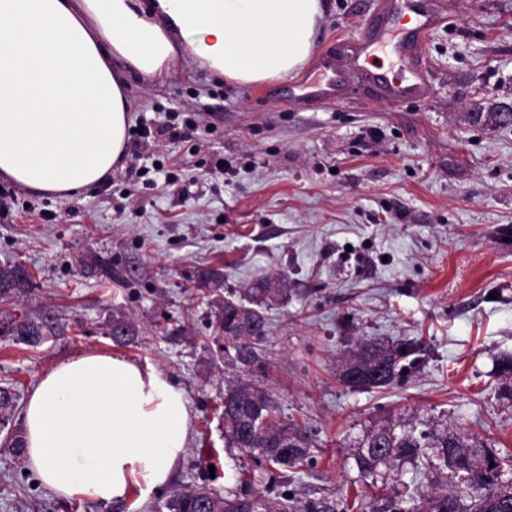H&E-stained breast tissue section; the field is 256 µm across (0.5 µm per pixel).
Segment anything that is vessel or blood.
<instances>
[{
	"instance_id": "obj_1",
	"label": "vessel or blood",
	"mask_w": 512,
	"mask_h": 512,
	"mask_svg": "<svg viewBox=\"0 0 512 512\" xmlns=\"http://www.w3.org/2000/svg\"><path fill=\"white\" fill-rule=\"evenodd\" d=\"M448 0H370L357 33L319 56L315 75L289 85L283 101L297 105L339 103L360 83L376 100L391 104L424 99L431 74L420 47L447 24ZM384 51L396 64L388 69L373 56Z\"/></svg>"
}]
</instances>
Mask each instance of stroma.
I'll list each match as a JSON object with an SVG mask.
<instances>
[{"mask_svg":"<svg viewBox=\"0 0 512 512\" xmlns=\"http://www.w3.org/2000/svg\"><path fill=\"white\" fill-rule=\"evenodd\" d=\"M327 2L318 50L356 31L367 0ZM422 53L427 99L390 105L357 89L311 109L182 60L164 81L130 79L126 155L104 184L68 199L10 185L0 265L26 267L20 310L50 332L37 347L0 335V386L23 400L74 355L120 354L185 391L192 439L148 500L99 503L57 497L0 430V512H152L194 484L235 486L252 462L224 446L207 267L224 272L221 299L287 276L267 311L268 363L248 379L311 438L299 497H353L354 445L390 420H445L512 451L495 374L512 354V126L471 120L512 102V0H456ZM164 124L179 139L139 135ZM118 313L138 329L124 346L108 335ZM361 338L423 349L393 386L353 391L336 372Z\"/></svg>","mask_w":512,"mask_h":512,"instance_id":"1","label":"stroma"}]
</instances>
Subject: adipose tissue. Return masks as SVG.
Here are the masks:
<instances>
[{
  "mask_svg": "<svg viewBox=\"0 0 512 512\" xmlns=\"http://www.w3.org/2000/svg\"><path fill=\"white\" fill-rule=\"evenodd\" d=\"M325 0H0V178L70 198L126 155V76L166 77L187 55L247 86L301 69ZM24 461L66 500L148 497L192 436L161 371L84 352L48 371L25 409Z\"/></svg>",
  "mask_w": 512,
  "mask_h": 512,
  "instance_id": "ef3b65f1",
  "label": "adipose tissue"
}]
</instances>
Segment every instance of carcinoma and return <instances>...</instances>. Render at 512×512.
Returning a JSON list of instances; mask_svg holds the SVG:
<instances>
[{
	"mask_svg": "<svg viewBox=\"0 0 512 512\" xmlns=\"http://www.w3.org/2000/svg\"><path fill=\"white\" fill-rule=\"evenodd\" d=\"M272 279L258 281L246 290L247 302L233 299L215 312L211 322L216 337L230 333L220 345L231 368L246 372L266 360L269 300L282 292ZM31 286L30 275L14 264L0 265V304H12ZM123 336L110 330L115 342L124 344L136 334L126 317L113 316ZM0 334L28 346L40 345L47 336L43 322L17 319L0 307ZM417 342L396 344L362 339L341 364L339 381L352 390L386 388L416 359ZM502 395L512 401V356L498 361ZM17 395L11 385L0 386V424L14 413ZM224 442L244 451L254 462L249 478L219 494L208 485L180 491L166 500L167 512H512V454H502L489 443L453 426H432L422 420L399 421L373 427L357 441L355 465L362 483L380 487L386 495L373 501L363 497L357 506L346 502L307 501L295 498L288 486L302 478L310 459L307 432L280 418L278 407L264 391L240 379L225 381L222 403ZM413 466L415 478L405 481L404 466ZM454 477L467 487L465 493L448 488L440 478ZM426 481L428 492L416 484Z\"/></svg>",
	"mask_w": 512,
	"mask_h": 512,
	"instance_id": "cac0c4a2",
	"label": "carcinoma"
}]
</instances>
